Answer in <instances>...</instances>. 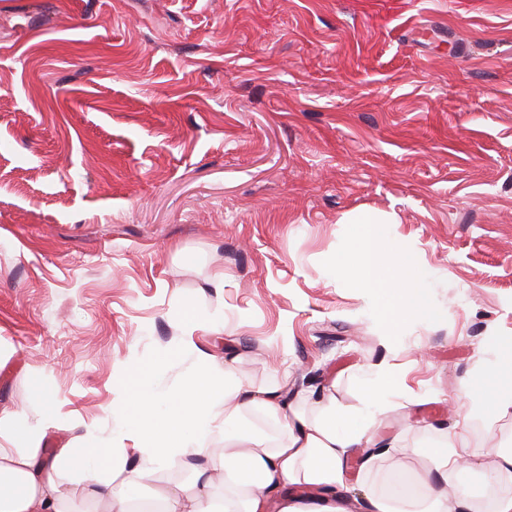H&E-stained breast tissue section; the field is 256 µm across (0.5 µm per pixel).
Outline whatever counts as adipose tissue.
Instances as JSON below:
<instances>
[{
  "label": "adipose tissue",
  "mask_w": 512,
  "mask_h": 512,
  "mask_svg": "<svg viewBox=\"0 0 512 512\" xmlns=\"http://www.w3.org/2000/svg\"><path fill=\"white\" fill-rule=\"evenodd\" d=\"M380 222L361 220L348 247L337 253L336 279L364 292H384L374 314L389 336H397L413 317L429 315L423 289L409 276L412 255L401 246H383ZM162 362L135 367L119 379L120 402L112 410L110 434L87 431L77 444L46 452L42 438L56 426L50 399H43L36 424L22 416L0 417L8 447H0V512H72L61 490L64 478L84 482L94 504L111 501L112 512H266L277 497L278 512H512V448L495 451L490 492L482 495L461 486L468 468L467 448L438 446L427 451L429 465L417 482L398 498L371 493L350 497L347 460L361 449L363 464L374 455L366 432L387 407L395 381L380 374L363 384L359 410L321 399L315 419H305L280 387L244 384L232 367L208 359L194 362L173 388L162 387ZM472 415L512 413V354L497 350L469 383ZM268 411L284 430L272 441L248 426L242 411ZM220 434L223 447L208 439ZM146 460L161 466L194 463L192 480L174 485L152 498L140 491V469ZM454 487L453 496L437 492L436 484Z\"/></svg>",
  "instance_id": "obj_1"
}]
</instances>
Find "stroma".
Masks as SVG:
<instances>
[{"label":"stroma","mask_w":512,"mask_h":512,"mask_svg":"<svg viewBox=\"0 0 512 512\" xmlns=\"http://www.w3.org/2000/svg\"><path fill=\"white\" fill-rule=\"evenodd\" d=\"M367 214L438 310L390 340L327 271ZM511 343L512 0H0V415L44 382L43 447L108 431L117 367L201 351L308 419L394 375L352 495L461 437L478 491L512 414L466 386Z\"/></svg>","instance_id":"1"}]
</instances>
